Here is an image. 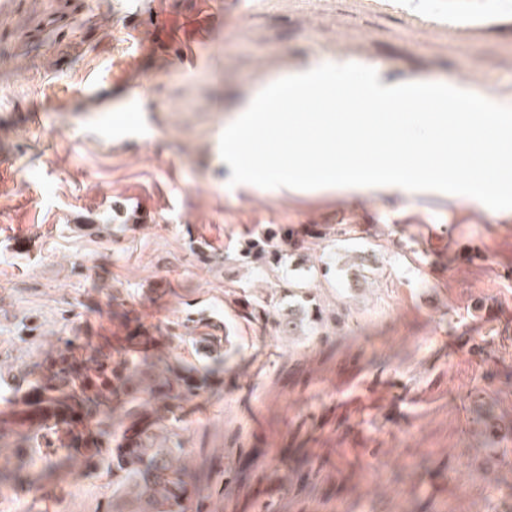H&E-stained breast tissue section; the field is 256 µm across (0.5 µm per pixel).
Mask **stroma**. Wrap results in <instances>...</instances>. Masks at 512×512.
<instances>
[{"mask_svg":"<svg viewBox=\"0 0 512 512\" xmlns=\"http://www.w3.org/2000/svg\"><path fill=\"white\" fill-rule=\"evenodd\" d=\"M216 2L0 0V359L135 336L175 358L168 326L203 310L237 350L185 406L193 512H512V210L246 196L217 151L226 113L323 62L512 97V0H224L219 28ZM309 224L328 234L288 274L335 252V281L310 287L341 320L292 343L224 294L282 288L230 256ZM71 468L9 464L0 488L23 512H105L96 470Z\"/></svg>","mask_w":512,"mask_h":512,"instance_id":"1","label":"stroma"}]
</instances>
